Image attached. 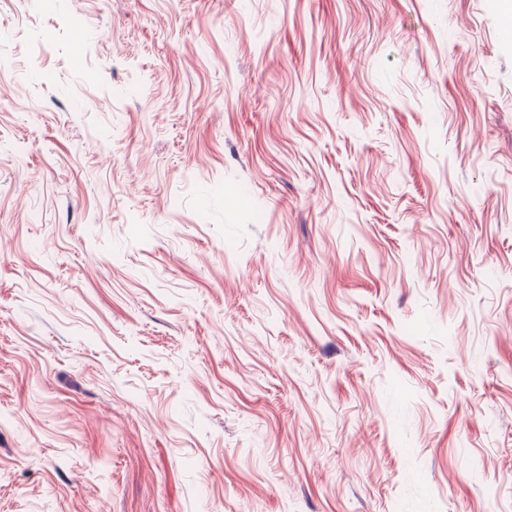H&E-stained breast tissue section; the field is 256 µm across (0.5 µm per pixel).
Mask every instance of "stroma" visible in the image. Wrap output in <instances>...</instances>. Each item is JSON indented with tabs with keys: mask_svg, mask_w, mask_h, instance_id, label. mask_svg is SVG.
Listing matches in <instances>:
<instances>
[{
	"mask_svg": "<svg viewBox=\"0 0 512 512\" xmlns=\"http://www.w3.org/2000/svg\"><path fill=\"white\" fill-rule=\"evenodd\" d=\"M0 512H512L498 0H0Z\"/></svg>",
	"mask_w": 512,
	"mask_h": 512,
	"instance_id": "stroma-1",
	"label": "stroma"
}]
</instances>
